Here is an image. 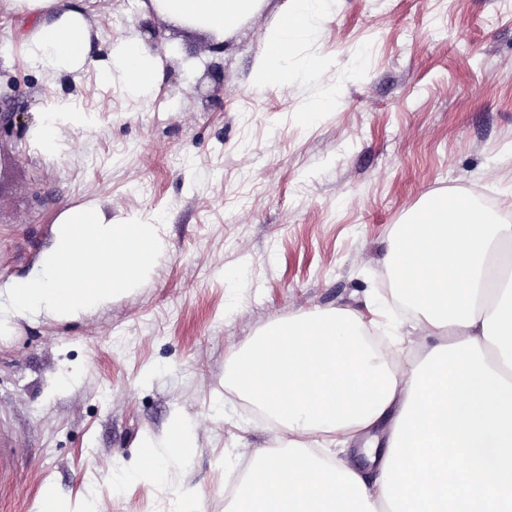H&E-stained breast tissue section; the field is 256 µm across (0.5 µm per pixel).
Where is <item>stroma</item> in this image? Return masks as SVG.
<instances>
[{
	"instance_id": "1",
	"label": "stroma",
	"mask_w": 512,
	"mask_h": 512,
	"mask_svg": "<svg viewBox=\"0 0 512 512\" xmlns=\"http://www.w3.org/2000/svg\"><path fill=\"white\" fill-rule=\"evenodd\" d=\"M93 54L147 44L161 80L138 97L94 68L24 63L26 17L0 19V82L24 124L0 139V286L40 272L62 209L91 201L159 227L138 287L68 320L0 330V512H225L226 485L287 443L230 376L270 325L349 310L400 344L388 242L427 197L457 194L498 220L512 191V0H323L296 38L287 86L257 83L287 0H259L217 42L145 0H82ZM75 103L47 153L31 130ZM192 439L169 454L176 424Z\"/></svg>"
}]
</instances>
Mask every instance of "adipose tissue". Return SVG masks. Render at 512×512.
I'll list each match as a JSON object with an SVG mask.
<instances>
[{"mask_svg":"<svg viewBox=\"0 0 512 512\" xmlns=\"http://www.w3.org/2000/svg\"><path fill=\"white\" fill-rule=\"evenodd\" d=\"M36 17L26 64L119 76L134 94L160 79L157 61L134 41L94 57L83 11L60 0H6ZM256 0H150L169 20L214 37L235 29ZM294 31L266 37L259 78L287 83ZM497 223L472 206L414 216L391 238L387 266L414 335L434 339L422 362L395 365L368 351L347 311L301 314L270 327L232 357L231 375L288 435L287 450L263 451L233 512H512V198ZM41 271L9 281L0 326L47 315L68 319L138 287L161 241L155 225L113 222L95 202L68 207ZM388 434L370 455L373 483L314 444L334 443L379 423Z\"/></svg>","mask_w":512,"mask_h":512,"instance_id":"obj_1","label":"adipose tissue"}]
</instances>
